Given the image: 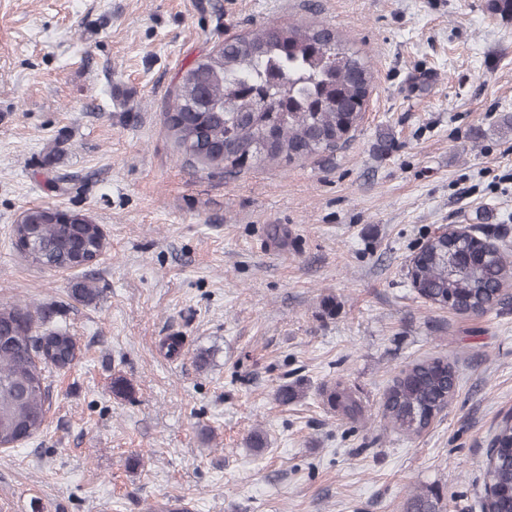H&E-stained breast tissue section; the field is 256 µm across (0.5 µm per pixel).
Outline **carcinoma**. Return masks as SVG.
Returning <instances> with one entry per match:
<instances>
[{"instance_id": "obj_1", "label": "carcinoma", "mask_w": 512, "mask_h": 512, "mask_svg": "<svg viewBox=\"0 0 512 512\" xmlns=\"http://www.w3.org/2000/svg\"><path fill=\"white\" fill-rule=\"evenodd\" d=\"M372 73L326 24L268 23L215 45L184 71L164 113L167 133L190 165L250 169L332 150L346 142L360 120ZM48 206L27 209L30 223L15 224L13 237L30 246L32 262L54 270L80 264L100 247L95 222L62 224ZM476 248L462 238L430 242L413 259L409 275L425 300L465 314L487 311L512 284V263L495 249L476 262L460 255ZM72 336L63 330L33 331L30 312L0 308V447L20 445L44 426L49 410L46 372L65 365ZM457 376L439 360L417 362L392 381L384 417L406 434H419L454 397ZM328 405L348 418L362 407L340 382L322 389ZM481 512H512V415L490 441ZM407 512H445L439 496L419 491Z\"/></svg>"}]
</instances>
